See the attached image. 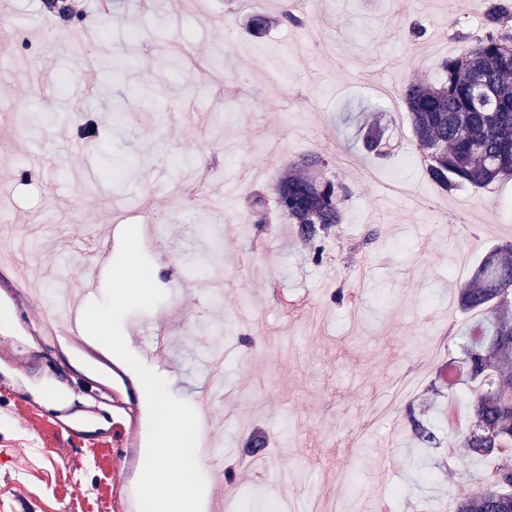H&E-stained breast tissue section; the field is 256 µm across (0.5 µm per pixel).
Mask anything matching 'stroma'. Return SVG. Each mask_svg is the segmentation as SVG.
Masks as SVG:
<instances>
[{
  "mask_svg": "<svg viewBox=\"0 0 512 512\" xmlns=\"http://www.w3.org/2000/svg\"><path fill=\"white\" fill-rule=\"evenodd\" d=\"M275 0H84V12L46 39L29 22L42 0H12V48L0 55V114L13 143L0 148L11 172L10 208L0 213V512H138L135 488L148 439L141 383L129 366L88 333L52 321L19 275L9 241L25 235L28 261L45 285L81 289L83 256L62 241L88 224L124 215L158 219L140 244L164 299L128 314L130 351L163 377L173 396L195 404L210 388L215 342L224 344L222 426L209 437L236 460L238 512L258 496L271 508L290 498L335 505L336 512H453L456 477L488 470L491 460L445 455L455 442L443 398L426 388L453 357L465 317L449 313L461 279L459 247L475 267L498 239L512 237V180L475 191L437 189L424 168L403 164L413 139L406 111L394 112L374 89L380 77L403 88L460 47L457 34L486 31L488 0H320L310 23L335 49L334 63L296 53L302 29L271 28L255 39L238 25ZM425 36L408 39L411 23ZM107 30L91 52L76 54L74 27ZM149 28L151 38L132 40ZM123 55L119 76L100 58ZM40 65L51 83L30 120L15 104L24 74ZM222 114V126L213 123ZM380 128L389 152L362 145L361 121ZM318 149L330 175L352 191L340 227L343 247L314 265L288 225L270 217L262 246L246 230L251 190L265 187L291 160ZM41 153L32 168L30 152ZM119 178L102 180L105 169ZM397 170L430 201L421 208L369 180ZM96 183L88 191V183ZM222 225V245L193 234L195 221ZM379 229L377 249L350 246ZM206 260L204 278L189 266ZM354 294L339 306L336 290ZM148 327L180 342L160 361L145 352ZM252 344L242 343V336ZM424 400L440 448H413L398 413ZM255 430L270 441L266 458H240ZM439 462L431 481L418 466Z\"/></svg>",
  "mask_w": 512,
  "mask_h": 512,
  "instance_id": "35a3bbf8",
  "label": "stroma"
}]
</instances>
